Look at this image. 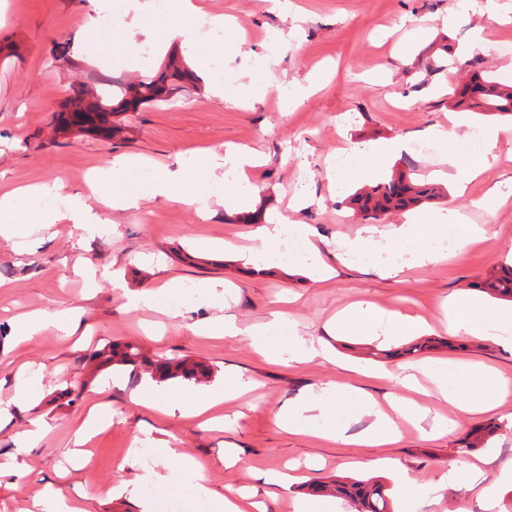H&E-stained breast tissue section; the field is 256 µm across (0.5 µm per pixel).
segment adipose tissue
<instances>
[{"instance_id":"adipose-tissue-1","label":"adipose tissue","mask_w":512,"mask_h":512,"mask_svg":"<svg viewBox=\"0 0 512 512\" xmlns=\"http://www.w3.org/2000/svg\"><path fill=\"white\" fill-rule=\"evenodd\" d=\"M201 8L194 0H166L163 12H156L152 0H139L128 5L126 0H98L95 17L89 18L85 31V42L91 56L115 59L117 65L129 68H146L147 58L139 51L126 47L118 48L117 43L124 28L140 29L147 41L156 44L179 43L180 47L193 51V72L206 81L212 96L223 97L224 85L211 80L210 50L199 49L196 37L189 28L188 19L200 15ZM428 139L447 145L451 164L459 190H466L468 184L482 172L484 156L462 158L460 143L462 136L455 130L435 125L430 127ZM257 156L250 150L236 146L225 147L223 154L204 151L184 158L177 169L165 166H147L135 156H117L105 165L95 166L87 181V192L68 194L64 204L63 218L74 224L94 226L99 221L88 203L89 197H97L118 210L135 207L140 194L133 192L136 183H144V193L154 197L177 198L179 201L198 207L209 203L237 202L254 198L257 188L244 177L246 168L256 165ZM51 192L47 186L19 187L0 191V235L14 237L19 247H26V240L20 239L19 228L34 224L48 225L50 215L39 210L38 202ZM446 225L438 224L436 215L427 211H410L404 223L393 224L379 232H368L367 236L348 243L352 253H369L387 249L399 255H409L414 262L425 264L440 261L444 253L432 247L435 232H446ZM288 233L283 215L261 217L253 242L237 253L245 276L257 274L291 273L292 267L283 262L279 248ZM332 328H341L352 336L380 338L384 342H395L399 337L413 332L428 331V323L395 310H388L375 304L361 301L354 304L343 316L331 323ZM211 330L225 336H236L243 331L231 316L217 318ZM448 331L454 336L491 340L512 346V329L496 317L489 315L482 303L475 297H468L448 304ZM257 348L269 356L279 358L290 355L292 359L304 361L316 356L314 347L294 337L293 327L287 313H273L269 322L244 331ZM284 333L289 337L287 345H275L272 335ZM425 375L433 382L444 399L467 413H484L494 410L501 399L512 392V381L487 370L484 366L473 365L466 371H458L456 365L421 366L419 375ZM417 375L408 374L397 378V394L386 403L356 395L358 406L371 416V423L358 433H350L349 426L333 407L340 395L338 388L324 385L289 400L282 407L278 421L289 432L321 433L340 443L355 441L365 445H381L396 442L400 432L397 420H404L413 426H420L427 416L426 408L412 398L417 388ZM488 456H479L472 461L449 463L437 481L417 485L421 495H440L457 487L460 481L479 488L485 497H493L496 486L486 480V465L491 464ZM144 478L156 484L170 483L171 479L189 483L196 501L207 505L209 512H248L246 498L235 494L219 495L208 484L202 470L192 460H184L177 477L155 469L148 470Z\"/></svg>"}]
</instances>
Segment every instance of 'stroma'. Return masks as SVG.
I'll return each instance as SVG.
<instances>
[{
	"label": "stroma",
	"instance_id": "1",
	"mask_svg": "<svg viewBox=\"0 0 512 512\" xmlns=\"http://www.w3.org/2000/svg\"><path fill=\"white\" fill-rule=\"evenodd\" d=\"M198 2L205 12L224 16L223 80L230 88L247 86V94L220 99L200 88L174 103L127 114L128 138L114 143L80 134L51 136L53 113L74 87L96 76L117 81L142 76L138 70L103 67L78 51L90 0H8L7 14L0 17V185L57 181L68 194L83 188L91 167L117 155L172 166L200 150L245 147L260 157L246 172L261 190L249 207L284 213L297 226L315 229L322 258L335 272L323 282L309 269L288 278L243 276L222 245H249L254 227L240 222L244 208L233 203L212 206L204 215L170 198L146 196L128 210L94 198L90 204L101 219L95 227L60 220L33 233L23 250L14 239L0 237V406L10 412L8 425L0 428V461L14 458L25 469L20 479L0 480V512H31L48 484L78 499L84 512H141L146 463L140 455L129 458L133 445L148 449L173 474L183 460H194L215 492L255 493L268 512H297L308 484L367 473L386 483L396 512H456L462 506L469 512H512V484L500 479L501 468L512 463V396L474 416L426 397L431 412L455 421V429L426 437L403 422L398 442L372 447L290 433L277 420L289 399L325 384L359 389L379 401L391 392L378 373L399 363L366 355L377 341L366 344L326 326L336 312L360 300L422 316L432 325L441 347L406 358V365L455 359L487 365L512 379L510 347L490 341L463 352L445 347L448 325L441 311L445 300L469 295L471 282L512 261V119L467 116L449 106L454 86L480 62L493 65L501 78H512V0H497L492 14L482 0L464 12L458 0H292L289 12L272 8L269 0ZM479 37L488 42L489 53L472 50ZM8 41L18 45L16 55L2 53ZM63 46L70 61L56 57ZM305 88L310 94L302 104L283 108L284 91ZM437 124L501 132L487 170L468 189L475 200L490 189L499 191L500 203L469 210L471 223L489 226L488 237L439 264H406L395 278L377 273L380 265L394 262L389 251L365 261L340 257L342 241L402 223L404 215H355L336 191V153L371 142L406 143L386 169L359 173L352 188L411 164L440 183L441 198L424 209L445 217L456 203L447 149L439 144L428 152L416 149ZM201 242L215 243V251L200 254ZM105 267L112 277L102 276ZM171 280L183 286L178 316L128 306L127 294ZM204 283L219 289L231 285V301L203 294ZM37 309L79 317L87 328L82 346L55 330L17 342L20 316ZM276 310L288 312L298 336L322 346L323 355L300 363L276 360L258 354L243 333H202L225 312L244 331L264 324ZM127 341L152 355L206 362L213 370L210 384L223 383L232 373L255 381L257 388L225 402L220 428L182 408L185 394H203L206 385L168 382L155 395L167 406L163 413L132 403L144 377L128 368L94 375L87 366L95 350ZM18 382L36 389L28 404L11 400ZM93 400L109 404L112 423L91 437L86 455L78 457L72 452L74 428ZM37 419L46 432L34 450L22 453L21 434ZM489 424L497 428L487 448L494 456L489 479L498 485L494 499L479 498L474 489L418 496L397 479L398 466L423 483L448 461L472 460L459 441ZM289 466L304 476L289 490L262 482V473Z\"/></svg>",
	"mask_w": 512,
	"mask_h": 512
}]
</instances>
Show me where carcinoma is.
Wrapping results in <instances>:
<instances>
[{
  "label": "carcinoma",
  "instance_id": "obj_1",
  "mask_svg": "<svg viewBox=\"0 0 512 512\" xmlns=\"http://www.w3.org/2000/svg\"><path fill=\"white\" fill-rule=\"evenodd\" d=\"M115 90L95 95L78 87L60 106L56 113L59 131L67 137L71 126L90 135L113 139L120 136L124 126L117 117L126 112H138L146 105L167 104L186 92L198 88L196 78L182 59L171 56L159 71L129 84H114L100 80ZM451 107L458 111L484 116L512 117V82L498 78L494 71L483 70L473 74L452 93ZM439 197L438 187L418 177L404 173L393 174L387 181L378 182L349 195L348 204L361 213H387L402 211ZM481 289L496 299L512 301V266L504 264L483 281ZM97 368L124 366L142 368L156 382L185 380L194 383L206 381L212 374L211 367L202 361L168 356H148L139 346L128 342H114L95 351L91 356ZM493 430L477 429L467 434L463 447L481 448L492 437ZM312 495H332L346 500L353 512H395L394 503L384 484L379 480L336 477L329 482L308 487Z\"/></svg>",
  "mask_w": 512,
  "mask_h": 512
}]
</instances>
